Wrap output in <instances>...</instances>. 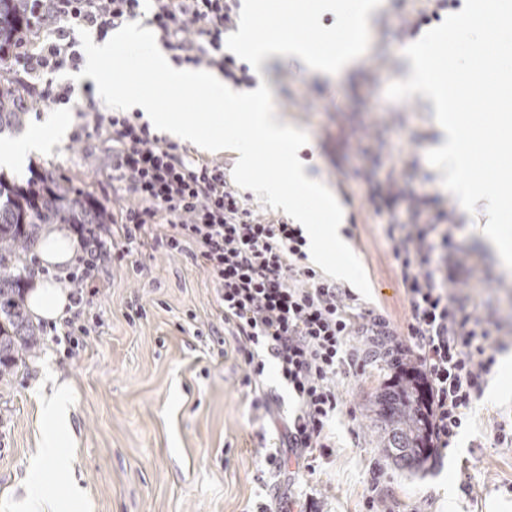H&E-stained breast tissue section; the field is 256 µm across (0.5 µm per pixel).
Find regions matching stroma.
Here are the masks:
<instances>
[{"mask_svg": "<svg viewBox=\"0 0 512 512\" xmlns=\"http://www.w3.org/2000/svg\"><path fill=\"white\" fill-rule=\"evenodd\" d=\"M412 0H389L370 32L359 69L344 78L311 75L283 59L266 82L284 121L305 130L303 159L313 162L344 211L340 233L361 261L371 299L358 312L383 315L394 344L409 349L411 318L394 244L373 208L388 193L391 164L409 194L394 199L393 215L407 220L410 195L427 197L449 222L456 252L448 261L449 291L476 305L499 351H512V274L471 233V217L442 193L432 176L439 161L432 114L414 97L399 99L404 62L398 43ZM63 147L29 158L17 170L52 172L91 195L112 214L129 205L106 181L103 139L79 137L82 119L69 108ZM83 317L90 336L65 338L64 324L44 327L41 351L0 388V512H16L28 486L71 512L69 482L85 492L91 512H490L512 503V397L500 399L497 373L449 447L436 449L425 476L394 467L371 429V400L391 376L374 343L361 334L348 348L361 359L336 377L339 405L329 447L314 450L308 468L278 445L282 422L296 400L273 360L259 382L235 347L216 290L189 252L161 245L107 256L93 282ZM73 389L75 444L66 449L67 475L43 476L39 442L46 429L38 403L54 381Z\"/></svg>", "mask_w": 512, "mask_h": 512, "instance_id": "obj_1", "label": "stroma"}]
</instances>
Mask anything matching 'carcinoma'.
Segmentation results:
<instances>
[{"label": "carcinoma", "mask_w": 512, "mask_h": 512, "mask_svg": "<svg viewBox=\"0 0 512 512\" xmlns=\"http://www.w3.org/2000/svg\"><path fill=\"white\" fill-rule=\"evenodd\" d=\"M28 0H0V53L26 39ZM29 111L18 90L0 83V135L21 131ZM95 199L50 173L16 181L0 172V385L41 349L42 329L32 319L26 290L35 247L49 224H110ZM429 393L410 363L396 366L375 395L373 429L383 456L399 469L424 475L433 466Z\"/></svg>", "instance_id": "carcinoma-1"}]
</instances>
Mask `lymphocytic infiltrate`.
I'll return each instance as SVG.
<instances>
[{
	"instance_id": "lymphocytic-infiltrate-1",
	"label": "lymphocytic infiltrate",
	"mask_w": 512,
	"mask_h": 512,
	"mask_svg": "<svg viewBox=\"0 0 512 512\" xmlns=\"http://www.w3.org/2000/svg\"><path fill=\"white\" fill-rule=\"evenodd\" d=\"M30 2L28 26L42 38L32 48L0 55V69L21 73L38 102L59 106L81 98L82 135L110 143L112 190L132 203L119 223L102 225V232L126 246L167 219L172 230L160 243L170 251L189 250L211 278L224 321L234 328L253 374L262 375L257 355L266 353L295 394L297 407L284 423L286 447H328L326 429L338 407L336 374L355 363L346 340L358 315L349 291L305 266L307 240L300 225L256 221L228 185L223 166L191 156L140 122L138 113L107 109L91 93L79 95L54 82L55 74L79 65L77 30L94 29L103 39L139 20L154 29L176 64L204 63L233 87L252 86L249 67L224 47L238 0ZM442 221V213L416 209L408 223L389 224L387 235L395 243L410 306L407 334L431 395L433 436L444 448L482 396L495 357L489 330L447 291L441 262L451 237H432Z\"/></svg>"
}]
</instances>
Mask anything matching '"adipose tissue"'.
I'll use <instances>...</instances> for the list:
<instances>
[{
    "instance_id": "obj_1",
    "label": "adipose tissue",
    "mask_w": 512,
    "mask_h": 512,
    "mask_svg": "<svg viewBox=\"0 0 512 512\" xmlns=\"http://www.w3.org/2000/svg\"><path fill=\"white\" fill-rule=\"evenodd\" d=\"M492 18L465 16L450 27L430 33L421 43L404 49L405 81L411 93L427 103L435 114L440 131L432 151L448 168L440 181L442 192L454 197L462 209H470L485 200L487 187L478 170L477 155L489 140L512 146V87L503 86L499 112L483 120H474L466 112L460 95L463 88L487 72L512 76V6L500 4L492 9ZM64 130L48 138L35 129L19 139L0 146V164L22 167L29 156L41 154L60 145ZM496 197L487 202V221L477 225L474 236L495 255L503 270L512 272V233L506 223L512 214L505 209L512 202V166H495ZM70 290L61 282L36 284L27 298L33 317L59 321L66 317L71 304ZM72 391L68 384L54 385L40 408V417L49 429L40 441L43 466L55 469L72 434Z\"/></svg>"
}]
</instances>
